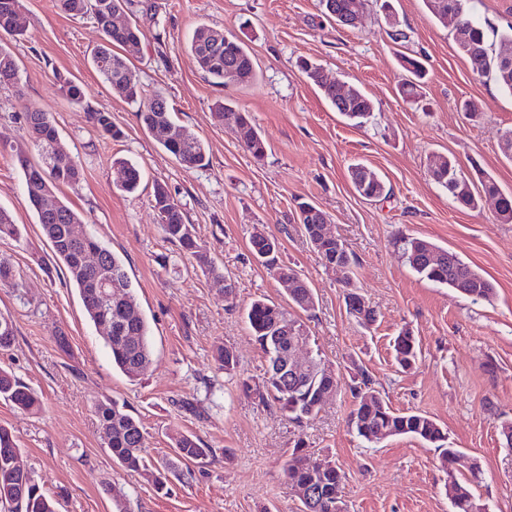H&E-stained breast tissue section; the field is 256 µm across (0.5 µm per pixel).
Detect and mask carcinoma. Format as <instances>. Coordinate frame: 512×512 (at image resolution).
I'll list each match as a JSON object with an SVG mask.
<instances>
[{"instance_id":"carcinoma-1","label":"carcinoma","mask_w":512,"mask_h":512,"mask_svg":"<svg viewBox=\"0 0 512 512\" xmlns=\"http://www.w3.org/2000/svg\"><path fill=\"white\" fill-rule=\"evenodd\" d=\"M367 2L320 0V6L326 17L351 27L359 12L366 9ZM425 4L434 19L450 34L463 31V39L457 38L455 43L459 52L474 64L477 74L492 78L501 90L512 95V62L505 65L501 61V48L512 46V26L501 31L489 30L474 18L471 0H425ZM51 5L68 15H90L94 18L103 33V42L92 56L98 73L119 97L139 104L137 115L140 124L149 133H155L160 127L180 132L178 140H159L167 153L189 169L206 166L201 141L188 129L175 124L165 98L146 94L128 63L125 52L138 48L144 36L138 21L128 23L125 30L120 32L112 28V13L130 9L133 0H51ZM20 10L21 0H0L1 34L12 37L24 34L26 28L20 23ZM189 51L200 69L216 84L245 87L258 79L259 70L254 55L243 41L230 32L202 24L192 35ZM299 66L346 120L357 126L371 120L374 106L361 91L352 93L346 99L340 84L327 81L319 65L302 59ZM401 66L407 72V78L401 83L400 91L404 97L413 98L420 88V80L424 78V68L413 57L402 58ZM229 67L234 69L232 79L227 77ZM7 78L12 85L19 82V65L11 51L0 44V85ZM61 90L70 103L79 105L83 102L84 90L81 85L66 80ZM21 110L24 127L39 156L37 163L20 160L29 204L56 258L66 267L90 321L109 349L112 366L129 380L135 381L146 370L152 357L149 323L140 311L124 264L116 254L90 233L81 240L70 236V226L82 223V216L56 196V190L61 185L78 183L83 176L82 167L73 160H67L68 153L49 113L25 101L21 103ZM213 117L224 122L227 129L238 121L249 122L248 113L232 112L228 105L224 106V111L213 113ZM93 120L101 135L113 139L122 136V131L112 124L109 114L96 112ZM244 149L254 159L260 160L266 152V140L256 132ZM113 163L123 170L118 189L126 193L135 192L141 180L140 170L122 158L114 159ZM428 171L437 184L448 190V197L457 208L475 210L483 198L496 196L500 202L496 220L500 224H512V193L502 192L492 176L484 175L476 182L446 155L431 160ZM349 178L354 190L365 199H378L387 193L384 180L364 164L351 165ZM49 193L53 195L54 209L45 211L40 206V200ZM153 208L165 239L178 244L181 252L193 259L196 266L216 284L224 285V274L215 265L206 246L198 241L194 226L186 223L184 212L166 185H155ZM298 209V221L305 239L322 262H331L339 256L347 259L349 264H355V256L344 241L325 240L317 233L329 223L328 215L323 210L305 201L298 203ZM0 237L21 238L20 225L4 209H0ZM250 245L252 254L264 263L273 278L288 284V306L259 297L251 302L246 311L252 336L267 362L262 390L258 391L259 399L264 403L270 400L276 403L288 420L299 426L317 414L323 398L340 389L342 380L339 373L318 353L313 355L311 373L299 383L288 384V379L275 370L277 362L287 360L288 342L293 339V332L300 331L305 334V339H310L309 328L300 319V313L314 308L315 293L310 283L297 271L279 262V242L269 244L264 237L254 235L250 238ZM398 249L404 263L422 279L448 287L468 298L474 295L478 300L488 301L495 295L494 284L454 252L426 239L409 236L398 239ZM88 252L102 255L98 266L93 267L85 262ZM105 273L121 288L119 302L112 305L108 304L104 294L92 287L93 282L102 279ZM0 288H7L18 295L23 288L20 274L4 259H0ZM15 339L12 319L0 314V352L9 350ZM393 352L396 363L403 369H409L418 360L420 348L415 336L405 330L394 338ZM216 361L225 374L232 376L237 373L239 360L231 348L217 350ZM370 384L368 371L357 368V374L349 386L354 398L349 425L356 437L368 444H378L382 435H410L433 446L439 451V465L446 474L444 489L452 512H476L475 506L481 504V496L476 492L481 475L479 463H474L467 474L451 469L453 456L460 453V449L448 445V435L443 427L426 414L393 410L378 392L371 389ZM0 397L21 410L32 412L40 408L37 395L4 368H0ZM94 413L103 433L105 447L113 460L127 471L146 475L158 492H167L168 463L163 460L154 468H149L141 423L127 404L106 398L94 405ZM172 448L176 457L185 462H200L208 458L210 453V449L202 447L200 439L193 434L175 437ZM21 456V448L12 432L0 425V512H57L56 502L44 495L32 472L24 467ZM319 457V453L307 450L303 440L298 439L286 463L288 481L303 484L317 492L313 502H302V512H336V505L345 503L344 472L334 468L320 469Z\"/></svg>"}]
</instances>
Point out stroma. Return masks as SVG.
<instances>
[{"label":"stroma","mask_w":512,"mask_h":512,"mask_svg":"<svg viewBox=\"0 0 512 512\" xmlns=\"http://www.w3.org/2000/svg\"><path fill=\"white\" fill-rule=\"evenodd\" d=\"M23 3L24 37L0 41L21 76L19 87L0 85V208L23 236L0 239V258L20 271L25 297L0 289V313L16 329L0 365L39 395L42 409L29 414L0 399V424L14 432L25 466L60 512H112L116 486L129 512H297L300 498L284 468L299 439L344 472L349 512H450L435 448L411 436L362 442L348 426L349 389L325 399L300 429L242 389L240 379L260 382L266 365L244 310L259 296L285 300L250 251L258 226L278 238L280 261L315 290L316 306L304 316L313 348L342 368L362 362L392 408L435 418L452 446L480 462L488 512H512V452L500 427L512 420V224L496 223L490 200L478 210L457 209L427 171L432 155H449L464 171L481 168L512 192V160L500 147L501 132L512 128V96L474 73L424 0H392L390 17L370 0L353 28L322 17L318 0H134L148 15L129 64L147 92L167 98L175 123L201 139L209 158L201 169L165 153L142 129L137 104L97 72L91 55L102 34L92 18L63 14L50 0ZM202 23L247 43L259 66L253 85L211 83L187 48ZM396 29L403 40L393 39ZM404 55L426 68L423 93L413 102L397 92ZM302 58L359 88L375 106L372 120L349 125L299 70ZM65 79L83 87V104L65 99ZM22 98L50 113L81 164V181L58 195L83 215L79 232L94 234L123 261L149 323L152 362L139 381L113 368L27 200L17 159L38 155L22 128ZM466 100L480 106V124L460 110ZM220 102L250 114L267 141L262 160L213 119ZM95 112L109 113L122 137L100 136ZM119 157L142 172L135 193L117 187L121 173L112 161ZM355 163L374 169L390 196L360 197L348 175ZM158 183L210 247L232 295L165 239L153 208ZM301 200L324 210L329 232L355 253L354 280L376 312L372 325L349 314L337 275L305 241L295 214ZM399 234L455 252L494 283L495 296L474 302L418 278L394 244ZM404 329L421 349L407 371L396 367L392 351ZM221 346L239 357L236 377L217 369L213 354ZM104 397L137 414L151 461H172L168 493L113 461L93 413ZM179 432L196 435L209 458L176 460L170 443Z\"/></svg>","instance_id":"35a3bbf8"}]
</instances>
